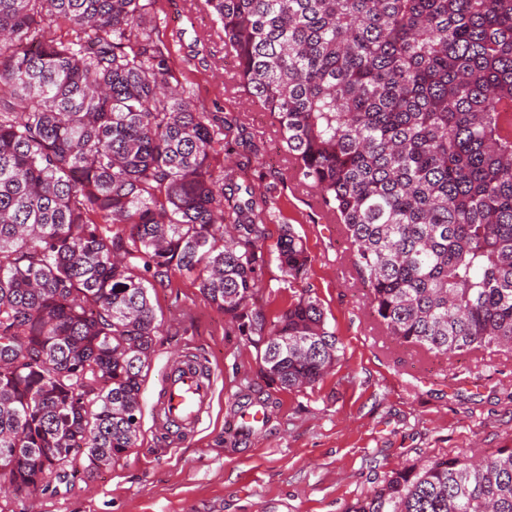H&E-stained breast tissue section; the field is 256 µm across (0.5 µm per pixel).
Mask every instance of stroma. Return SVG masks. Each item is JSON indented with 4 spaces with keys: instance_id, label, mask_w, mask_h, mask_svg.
Segmentation results:
<instances>
[{
    "instance_id": "stroma-1",
    "label": "stroma",
    "mask_w": 512,
    "mask_h": 512,
    "mask_svg": "<svg viewBox=\"0 0 512 512\" xmlns=\"http://www.w3.org/2000/svg\"><path fill=\"white\" fill-rule=\"evenodd\" d=\"M189 2L155 0L151 13L177 80L206 111L233 121L232 163L280 212L268 227L262 301L273 314L291 301L272 248L281 224L292 225L312 256L306 284L343 351L314 386H270L246 337L225 335L223 312L191 278L172 274L151 293L164 327L143 372L135 447L41 497L33 512H348L393 470L512 446V352L450 358L388 335L370 310L344 227L326 228L302 199L273 118L232 87L236 63L221 23L208 13L188 18ZM187 352L208 361L214 399L197 431L176 437L159 427L154 403L167 362ZM248 387L270 399V420L264 432L237 440L224 421Z\"/></svg>"
}]
</instances>
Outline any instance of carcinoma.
Returning <instances> with one entry per match:
<instances>
[{
	"label": "carcinoma",
	"instance_id": "carcinoma-1",
	"mask_svg": "<svg viewBox=\"0 0 512 512\" xmlns=\"http://www.w3.org/2000/svg\"><path fill=\"white\" fill-rule=\"evenodd\" d=\"M151 0H0V483L37 498L139 435L178 271L282 389L340 340L311 289L259 298L265 196L175 79ZM247 95L337 214L389 334L512 350V0H205ZM62 19L69 41L46 31ZM288 284L312 258L286 224ZM349 512H512V447L391 472Z\"/></svg>",
	"mask_w": 512,
	"mask_h": 512
}]
</instances>
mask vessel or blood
I'll list each match as a JSON object with an SVG mask.
<instances>
[{
  "label": "vessel or blood",
  "instance_id": "vessel-or-blood-1",
  "mask_svg": "<svg viewBox=\"0 0 512 512\" xmlns=\"http://www.w3.org/2000/svg\"><path fill=\"white\" fill-rule=\"evenodd\" d=\"M213 394L211 374L201 359L191 355L174 358L155 404L156 417L164 428L195 432L210 413ZM263 418L262 410L248 407L229 414L225 424L230 433L237 434Z\"/></svg>",
  "mask_w": 512,
  "mask_h": 512
}]
</instances>
